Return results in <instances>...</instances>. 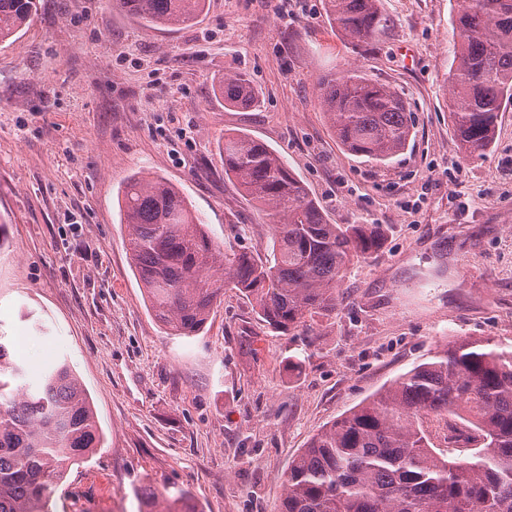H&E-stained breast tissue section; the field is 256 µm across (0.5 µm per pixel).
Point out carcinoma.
Listing matches in <instances>:
<instances>
[{"label":"carcinoma","mask_w":512,"mask_h":512,"mask_svg":"<svg viewBox=\"0 0 512 512\" xmlns=\"http://www.w3.org/2000/svg\"><path fill=\"white\" fill-rule=\"evenodd\" d=\"M148 26L195 20L206 0H119ZM336 31L359 46L387 19L379 0H324ZM38 0H0V42L18 33ZM448 72L450 118L466 158H482L512 101V0H460ZM224 105L249 109L258 95L244 73L224 76ZM316 97L348 151L384 164L408 146L411 112L391 87L358 68L319 80ZM224 174L264 212L274 262L224 250L186 198L162 178L130 179L122 223L130 258L155 318L193 336L233 288L269 326L289 332L312 313L336 309L351 262L377 252L381 224H330L304 183L264 143L224 137ZM455 414L474 431L470 448L436 452L425 427ZM101 444L86 390L66 361L34 374L0 335V512H53L69 470ZM194 512L178 489L139 493L140 512ZM277 512H512V350L459 339L312 437L292 460Z\"/></svg>","instance_id":"obj_1"}]
</instances>
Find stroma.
I'll return each mask as SVG.
<instances>
[{
	"instance_id": "1",
	"label": "stroma",
	"mask_w": 512,
	"mask_h": 512,
	"mask_svg": "<svg viewBox=\"0 0 512 512\" xmlns=\"http://www.w3.org/2000/svg\"><path fill=\"white\" fill-rule=\"evenodd\" d=\"M0 42V334L28 364L67 357L102 446L73 466L54 512H139L135 487L187 489L198 512H276L292 459L328 423L449 340L512 347V103L480 159L449 119L458 0H380L389 26L356 47L323 0H208L150 28L117 0H38ZM362 69L413 116L379 165L336 139L317 80ZM248 73L256 107L213 88ZM244 132L280 154L332 224H381L329 314L277 332L226 290L203 328L152 315L120 220L131 177L184 195L226 250L272 261L261 212L217 145Z\"/></svg>"
}]
</instances>
